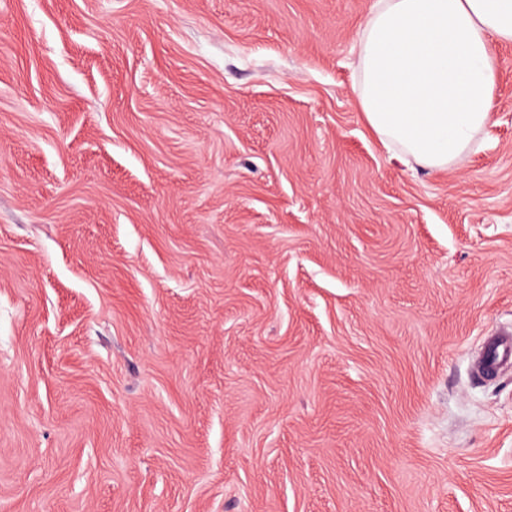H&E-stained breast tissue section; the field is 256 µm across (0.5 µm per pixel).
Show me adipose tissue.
I'll return each instance as SVG.
<instances>
[{"mask_svg":"<svg viewBox=\"0 0 512 512\" xmlns=\"http://www.w3.org/2000/svg\"><path fill=\"white\" fill-rule=\"evenodd\" d=\"M512 0H375L352 51L369 128L404 164L462 168L493 122Z\"/></svg>","mask_w":512,"mask_h":512,"instance_id":"obj_1","label":"adipose tissue"}]
</instances>
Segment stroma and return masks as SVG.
<instances>
[{"label":"stroma","mask_w":512,"mask_h":512,"mask_svg":"<svg viewBox=\"0 0 512 512\" xmlns=\"http://www.w3.org/2000/svg\"><path fill=\"white\" fill-rule=\"evenodd\" d=\"M374 2L0 0V512H512V43L412 168ZM483 364L479 363V373L486 377L495 375L512 360V338L494 336L487 340L483 352Z\"/></svg>","instance_id":"stroma-1"}]
</instances>
